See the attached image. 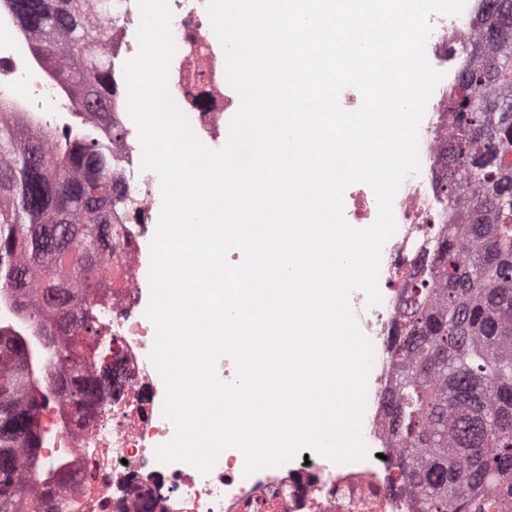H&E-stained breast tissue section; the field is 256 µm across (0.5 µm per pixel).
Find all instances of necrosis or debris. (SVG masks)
<instances>
[{"label":"necrosis or debris","mask_w":512,"mask_h":512,"mask_svg":"<svg viewBox=\"0 0 512 512\" xmlns=\"http://www.w3.org/2000/svg\"><path fill=\"white\" fill-rule=\"evenodd\" d=\"M205 2L171 0L177 52L169 83L196 136L216 143L239 98L228 92L225 54L212 42ZM475 13L469 5L457 16L432 17L428 45L435 59H448L449 45H464ZM139 19L136 0H118L113 65L136 55ZM452 85L446 77L436 86L419 126L421 170L404 179L393 202L397 229L382 248V302L370 308L363 292L350 297L358 324L375 349L362 422L369 457L343 464L319 455L299 457L247 476L239 458L224 452L210 473L203 474L188 464H161L155 458L156 447L174 434L162 414L164 385L149 359L155 328L145 315L150 243L162 207L159 177L140 168L138 130L125 101H118L104 118L95 112L76 113L56 78L32 54L10 0H0V96L11 99L17 112L52 139L90 128L112 156V222L118 228L112 242V285L77 296L70 305V316L77 320L92 310L101 331V354L94 358L89 348H82L64 367L53 345L37 344L41 370L53 379L75 370L90 379L106 368L113 372L111 384L97 391L94 414L75 419L68 398L55 393L41 423L39 463L65 467L68 481L61 491L73 496L76 512H413L408 489L392 479L395 450L384 395L394 367L387 357V339L404 310L402 276L422 262L423 225L448 221L434 172L448 148Z\"/></svg>","instance_id":"1"}]
</instances>
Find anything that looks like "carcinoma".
Returning a JSON list of instances; mask_svg holds the SVG:
<instances>
[{
	"label": "carcinoma",
	"mask_w": 512,
	"mask_h": 512,
	"mask_svg": "<svg viewBox=\"0 0 512 512\" xmlns=\"http://www.w3.org/2000/svg\"><path fill=\"white\" fill-rule=\"evenodd\" d=\"M34 54L78 111L107 112L118 97L102 60L114 0H11ZM478 52L460 58L448 96L453 130L438 186L450 223L425 243V272L408 274L406 308L389 353L395 479L416 512H512V0H482L469 31ZM107 159L86 137L54 156L13 119L0 97V289L17 291L36 328L56 311L68 362L96 325L69 327L72 288L107 286L112 248ZM43 289L49 308L26 296ZM31 337L0 327V512H71L61 478L36 465L39 413L50 379L35 371ZM97 382L73 379L68 400L93 411Z\"/></svg>",
	"instance_id": "obj_1"
}]
</instances>
